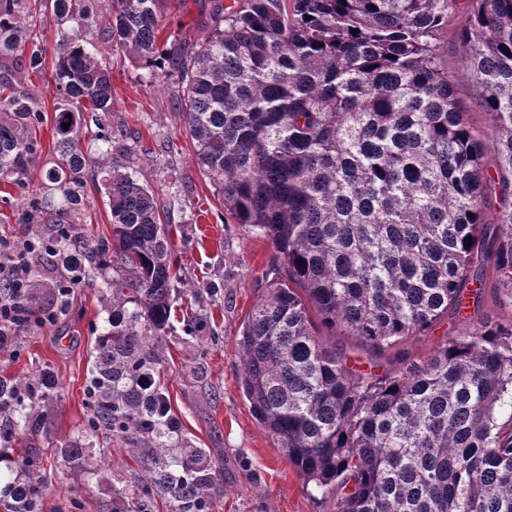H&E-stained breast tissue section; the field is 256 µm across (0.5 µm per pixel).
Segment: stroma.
I'll return each mask as SVG.
<instances>
[{"label": "stroma", "mask_w": 512, "mask_h": 512, "mask_svg": "<svg viewBox=\"0 0 512 512\" xmlns=\"http://www.w3.org/2000/svg\"><path fill=\"white\" fill-rule=\"evenodd\" d=\"M25 24L47 50L53 49L73 24L59 23L44 0H33ZM211 26L209 0H163L161 40L192 45ZM112 74V142L95 131H83L82 149L97 157L111 148L112 163L148 184L155 196L172 206L171 260L181 279L171 295L170 325L155 337L161 361L153 378L165 388L168 416L174 422L169 444L175 452L199 448L203 466L218 489L215 512H333L331 503L310 494L276 442L254 419L239 385L236 338L259 288L272 269L274 248L248 224H238L195 162V144L183 119L175 84L157 85L146 69L120 45L101 54ZM19 86L38 91L44 121L38 129L41 158L22 184L0 182V238L25 235L21 217L58 154L54 139V86L50 78L17 75ZM58 223H76L84 234L107 237L111 215L106 197L92 183L80 190L77 212ZM105 279L90 270L77 288L70 312L57 324L31 325L20 350L0 352V369L16 375L50 371L56 381V403L49 416L51 435H38L37 446L52 449L58 441L80 435L89 412L86 386L91 352L102 332L111 329L112 314L100 302ZM95 457L106 467L98 478L80 471L61 456L47 457L42 485L48 512H70L69 490L82 487V512H115L140 497L152 465L155 436L92 438Z\"/></svg>", "instance_id": "obj_1"}]
</instances>
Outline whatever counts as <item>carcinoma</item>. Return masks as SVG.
<instances>
[{"label":"carcinoma","instance_id":"carcinoma-1","mask_svg":"<svg viewBox=\"0 0 512 512\" xmlns=\"http://www.w3.org/2000/svg\"><path fill=\"white\" fill-rule=\"evenodd\" d=\"M28 0H0V176L19 184L39 162L43 109L15 72L38 75L45 47L22 22ZM105 37L175 78L196 162L238 224L276 252L237 338L240 387L304 485L336 512H512V317L481 321L427 357L401 350L448 315L472 321L485 289L512 301V0H470L459 29L485 138L456 97L457 74L437 39L456 0H237L213 7L210 33L189 47L157 43L163 0H108ZM77 30L55 48V135L48 172L62 203L101 182L112 239L41 221L33 193L25 239L58 256L62 279L29 267L27 294L73 293L86 267L112 268L102 301L112 330L96 342L87 435L155 434L151 482L171 512H211L213 478L191 459L170 465L162 391L141 384L171 316V207L148 186L92 163L73 133L83 113L112 142V79L79 30L95 0H51ZM69 127L64 128L62 124ZM492 154L493 165L485 162ZM495 219L487 220L489 212ZM472 244H467V238ZM24 305L0 323V346L27 334ZM369 355L395 352L383 372L329 342L336 330ZM55 380L0 375V444L48 432L25 404L54 406ZM55 452L86 473L105 469L81 440ZM44 512L35 481L15 512Z\"/></svg>","mask_w":512,"mask_h":512}]
</instances>
